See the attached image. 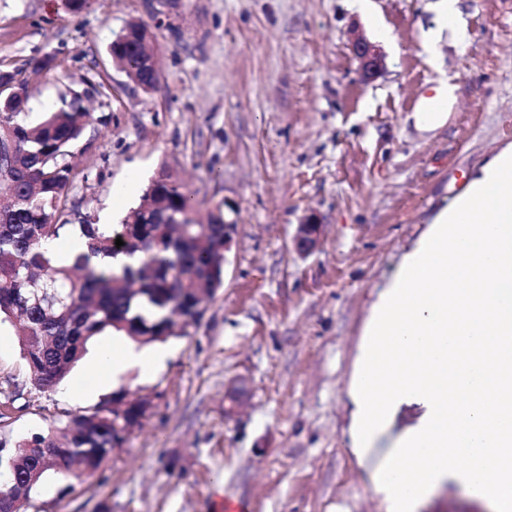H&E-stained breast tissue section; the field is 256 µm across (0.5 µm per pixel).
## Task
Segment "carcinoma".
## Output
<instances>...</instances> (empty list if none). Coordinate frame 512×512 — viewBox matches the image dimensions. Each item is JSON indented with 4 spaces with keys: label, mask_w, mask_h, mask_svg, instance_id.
<instances>
[{
    "label": "carcinoma",
    "mask_w": 512,
    "mask_h": 512,
    "mask_svg": "<svg viewBox=\"0 0 512 512\" xmlns=\"http://www.w3.org/2000/svg\"><path fill=\"white\" fill-rule=\"evenodd\" d=\"M137 40L123 36L110 52L135 82L145 83ZM10 112H0V143L12 142L0 166V324L16 326L29 392L49 394L68 377L97 337L117 333L140 343L185 336L201 321L198 289L219 288L224 211L199 215L195 200L176 184L144 193L123 223L61 220L60 202L72 174V148L92 119L81 99L64 104L37 124L15 120L27 96L15 83ZM85 238L87 251L69 265L50 245L67 228ZM124 245L118 247L116 239ZM133 259L115 267L108 258ZM127 417L108 398L60 425L0 448V495L14 512H28L32 495L54 472L81 481L122 445L115 438Z\"/></svg>",
    "instance_id": "cac0c4a2"
}]
</instances>
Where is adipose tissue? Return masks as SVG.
I'll return each mask as SVG.
<instances>
[{"mask_svg":"<svg viewBox=\"0 0 512 512\" xmlns=\"http://www.w3.org/2000/svg\"><path fill=\"white\" fill-rule=\"evenodd\" d=\"M167 358L120 345L99 369L116 378ZM347 396L350 451L383 512H420L449 485L512 512V146L403 254L362 327Z\"/></svg>","mask_w":512,"mask_h":512,"instance_id":"adipose-tissue-1","label":"adipose tissue"}]
</instances>
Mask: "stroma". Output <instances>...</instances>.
Listing matches in <instances>:
<instances>
[{
  "instance_id": "stroma-1",
  "label": "stroma",
  "mask_w": 512,
  "mask_h": 512,
  "mask_svg": "<svg viewBox=\"0 0 512 512\" xmlns=\"http://www.w3.org/2000/svg\"><path fill=\"white\" fill-rule=\"evenodd\" d=\"M0 0V71L23 82L21 120L84 92L94 120L74 148L63 201L120 223L161 169L200 212L224 204L236 234L224 286L166 364L96 376L98 337L63 388L25 391L14 329L0 326V392H22L0 436L17 441L63 413L127 390L151 406L84 481L52 473L29 512H382L348 451L347 384L369 306L434 214L512 143V0H462L461 33L437 29V0ZM155 35L145 89L109 48L123 27ZM384 26L387 40L376 28ZM379 43L385 70L360 77L350 45ZM50 58V72L36 63ZM445 126L416 129L441 83ZM322 235L291 247L307 216ZM243 387L235 415L226 394Z\"/></svg>"
}]
</instances>
